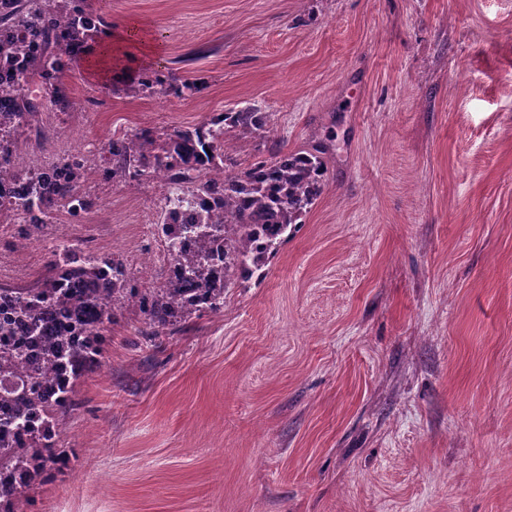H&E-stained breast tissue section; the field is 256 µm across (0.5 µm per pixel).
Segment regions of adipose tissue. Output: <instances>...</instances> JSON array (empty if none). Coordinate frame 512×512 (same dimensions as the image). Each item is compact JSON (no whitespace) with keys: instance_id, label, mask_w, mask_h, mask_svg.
<instances>
[{"instance_id":"1","label":"adipose tissue","mask_w":512,"mask_h":512,"mask_svg":"<svg viewBox=\"0 0 512 512\" xmlns=\"http://www.w3.org/2000/svg\"><path fill=\"white\" fill-rule=\"evenodd\" d=\"M161 48L137 21L99 39L81 57L86 71L102 81L120 79L155 60Z\"/></svg>"}]
</instances>
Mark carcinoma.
Here are the masks:
<instances>
[{"mask_svg":"<svg viewBox=\"0 0 512 512\" xmlns=\"http://www.w3.org/2000/svg\"><path fill=\"white\" fill-rule=\"evenodd\" d=\"M104 26L88 0H0V67L15 68L35 85L21 93L0 85V184L41 181L39 193L22 202L27 238L50 223L48 197L56 211L81 221L95 202L77 187L91 175L112 183L161 179L184 194L160 213L170 265L161 288L142 290L122 257L65 245L51 251L36 287L0 286V311H10L0 317V512H30L27 491L69 466L58 414L73 406L77 381L100 364L103 336L118 312L138 308L146 334L156 338L197 313L223 309L224 290L264 276L270 256L325 188L322 142L288 153L272 140L266 153L226 170L237 141L273 131L272 114L250 107L195 127L114 137L104 148L109 166L71 154L66 180L53 167L24 168L21 141L32 131L43 134L41 113L74 108L65 79ZM137 84L152 92L167 80L146 69ZM19 325L27 335H17Z\"/></svg>","mask_w":512,"mask_h":512,"instance_id":"1","label":"carcinoma"}]
</instances>
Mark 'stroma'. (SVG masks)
I'll use <instances>...</instances> for the list:
<instances>
[{
  "label": "stroma",
  "instance_id": "35a3bbf8",
  "mask_svg": "<svg viewBox=\"0 0 512 512\" xmlns=\"http://www.w3.org/2000/svg\"><path fill=\"white\" fill-rule=\"evenodd\" d=\"M138 21L153 66L204 89L142 94L74 65L91 111L47 112L38 169L115 136L253 106L287 151L322 140L324 192L263 278L151 341L117 317L59 414L69 470L35 512H512V0H90ZM84 223L27 247L0 224V286L68 241L168 271L155 182L104 184Z\"/></svg>",
  "mask_w": 512,
  "mask_h": 512
}]
</instances>
